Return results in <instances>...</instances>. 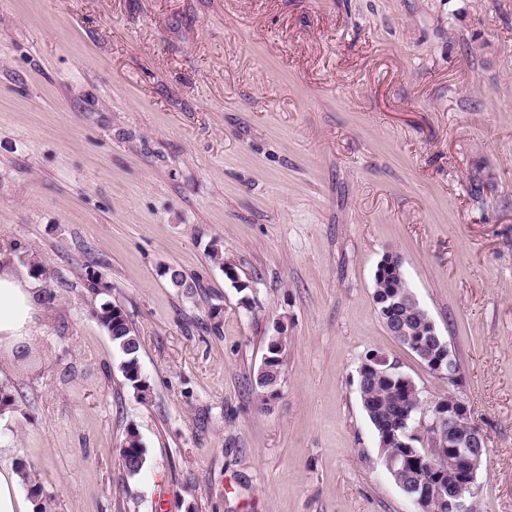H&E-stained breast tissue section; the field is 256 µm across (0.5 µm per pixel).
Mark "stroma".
Here are the masks:
<instances>
[{
  "instance_id": "1",
  "label": "stroma",
  "mask_w": 512,
  "mask_h": 512,
  "mask_svg": "<svg viewBox=\"0 0 512 512\" xmlns=\"http://www.w3.org/2000/svg\"><path fill=\"white\" fill-rule=\"evenodd\" d=\"M0 249L54 295L28 356L0 351V448L54 512H413L361 405L372 350L465 403L468 502L512 512V0H0ZM389 252L458 387L379 318ZM114 307L122 310V314H114ZM94 316L105 327L112 339L115 349L123 357L122 372L124 378L134 389H140L137 377V361L140 349L139 338L135 329L120 306L105 303L96 310ZM274 333L268 337L266 344V368H258L255 384L262 395L277 391L283 375L284 356L287 348V336H282L283 328L279 322L274 323ZM123 468L130 478H135L143 470L146 457L138 430L134 426L127 428L120 448Z\"/></svg>"
}]
</instances>
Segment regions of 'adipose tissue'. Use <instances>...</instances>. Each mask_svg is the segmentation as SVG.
I'll list each match as a JSON object with an SVG mask.
<instances>
[{"mask_svg": "<svg viewBox=\"0 0 512 512\" xmlns=\"http://www.w3.org/2000/svg\"><path fill=\"white\" fill-rule=\"evenodd\" d=\"M44 314L38 288L0 257V345L11 347L37 333Z\"/></svg>", "mask_w": 512, "mask_h": 512, "instance_id": "obj_1", "label": "adipose tissue"}]
</instances>
